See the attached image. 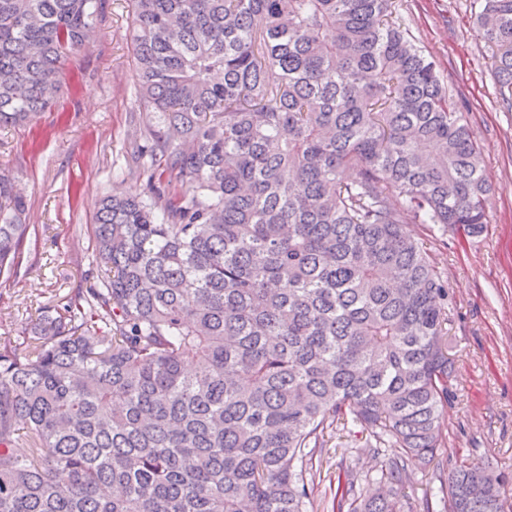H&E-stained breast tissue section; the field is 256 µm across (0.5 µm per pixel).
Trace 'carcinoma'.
Masks as SVG:
<instances>
[{
    "label": "carcinoma",
    "instance_id": "obj_1",
    "mask_svg": "<svg viewBox=\"0 0 512 512\" xmlns=\"http://www.w3.org/2000/svg\"><path fill=\"white\" fill-rule=\"evenodd\" d=\"M140 126L91 228L89 286L0 348V512H308L326 434L368 432L336 512H408L445 471L448 283L423 236H476L491 186L393 0H130ZM102 0H0V128L56 104ZM479 21L512 93V0ZM27 204L0 173V278ZM25 440L26 456L15 453ZM461 461L446 512H507ZM409 468L416 473L414 480L411 483L404 484L401 489L405 498L410 503L413 512H423L426 500L433 505L434 510L436 507V500L438 495V488L440 486L439 479L434 475L421 473L418 471V465H413L411 461L408 462Z\"/></svg>",
    "mask_w": 512,
    "mask_h": 512
}]
</instances>
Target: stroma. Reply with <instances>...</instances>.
<instances>
[{"label": "stroma", "instance_id": "35a3bbf8", "mask_svg": "<svg viewBox=\"0 0 512 512\" xmlns=\"http://www.w3.org/2000/svg\"><path fill=\"white\" fill-rule=\"evenodd\" d=\"M482 0H395L410 37L437 64L483 149L493 187L479 236L447 235L426 246L448 281V347L455 361L442 456L478 458L507 478L512 497V103L503 98L484 31ZM132 28L126 0H104L95 34L65 67L54 109L31 124L0 130V169L17 180L31 233L16 281L0 286V345H20L39 305L84 286L89 234L99 200L140 187L124 169L139 135ZM310 487L314 512H333L336 475L376 470L365 435L329 433Z\"/></svg>", "mask_w": 512, "mask_h": 512}]
</instances>
